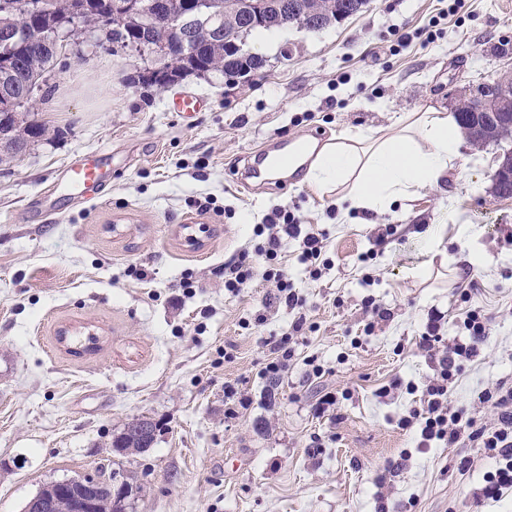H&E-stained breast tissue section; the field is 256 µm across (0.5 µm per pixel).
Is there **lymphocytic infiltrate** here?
I'll return each instance as SVG.
<instances>
[{"label":"lymphocytic infiltrate","mask_w":512,"mask_h":512,"mask_svg":"<svg viewBox=\"0 0 512 512\" xmlns=\"http://www.w3.org/2000/svg\"><path fill=\"white\" fill-rule=\"evenodd\" d=\"M256 234L260 241L253 252L242 253L237 260L225 265V289L236 292L249 286L255 275V261L260 258L266 264L265 279L276 283V301L293 310L303 309L306 301L285 278L278 266V256L284 240L301 239L300 259L311 275H318L325 265L324 233L302 234L295 215L289 210L278 209L268 216L266 224L258 227ZM489 323V317L479 310L467 311L463 324L470 333L469 343L443 352L438 361L437 377L426 386L419 405L411 407L399 425L404 429L417 427L425 444L440 441L454 446L464 437L475 442L485 455L497 462L495 471L485 476L483 488L486 498L495 499L504 490L512 488V386L501 383L483 394V402L489 403L497 416L496 424L489 428H475L473 420L466 418L463 410L452 409L448 402V386L461 368V359L476 355L478 344L488 334Z\"/></svg>","instance_id":"lymphocytic-infiltrate-1"}]
</instances>
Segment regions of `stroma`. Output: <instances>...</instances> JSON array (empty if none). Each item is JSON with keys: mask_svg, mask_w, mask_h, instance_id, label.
I'll list each match as a JSON object with an SVG mask.
<instances>
[{"mask_svg": "<svg viewBox=\"0 0 512 512\" xmlns=\"http://www.w3.org/2000/svg\"><path fill=\"white\" fill-rule=\"evenodd\" d=\"M447 7L369 0L322 30L282 31L261 74L190 75L165 91L140 84L136 53L99 48V32L58 54L33 106L52 137L0 164V512H24L51 482L114 473L136 490L132 512H512V489L481 495L494 466L481 449L424 446L398 425L436 373L418 348L430 314L446 347L467 342L468 310L492 319L449 386L453 408L492 424L482 393L512 385V197L493 192L512 141H461L438 185L382 213L341 217L335 194L304 179L240 180L270 139L378 137L402 114L451 112L469 86L512 68V52H498L512 44V0ZM395 28L437 39L400 44ZM181 94L206 110L171 111ZM82 154L107 158L112 185L80 203L61 178ZM208 197L215 208L200 209ZM278 206L327 235L316 278L300 240L282 246L300 312L272 302L274 283L231 293L219 273ZM63 329L99 344L75 355ZM284 337L293 357L274 378L269 344ZM142 417L161 427L152 448L117 454L113 437Z\"/></svg>", "mask_w": 512, "mask_h": 512, "instance_id": "stroma-1", "label": "stroma"}]
</instances>
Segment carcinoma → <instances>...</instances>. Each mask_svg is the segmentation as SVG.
I'll use <instances>...</instances> for the list:
<instances>
[{"label": "carcinoma", "instance_id": "1", "mask_svg": "<svg viewBox=\"0 0 512 512\" xmlns=\"http://www.w3.org/2000/svg\"><path fill=\"white\" fill-rule=\"evenodd\" d=\"M13 13L8 28L14 32L12 42L16 50L8 57L0 58V69L11 72L7 81H0V90L6 88L15 101L16 112H0V163L23 153L35 142L48 136L50 130L42 122L30 118L25 111V96L41 91L47 75L54 69L56 51L42 43L37 34L55 28L56 19L76 17L78 23L103 33L106 42L121 44L130 50L148 53L156 45L158 31L147 19V6L163 0H141L140 11L134 14L115 12L111 0H59L58 15H39L33 9L34 0H11ZM367 0H288V13L278 15L268 10V22L264 25H250L249 19L240 15L224 14V0H209L205 10L198 11L193 0H182V4L170 14L162 9L161 19L178 25L186 19L201 28L208 24L212 15H224V32L221 39L245 40L248 36L262 31L288 29L298 25L326 27L343 20L344 13L362 11ZM187 59L170 57L168 67L179 70L184 61L196 58L208 65V72L224 77H238L258 73L265 63L255 60L243 52L240 59L229 61L224 51L212 44L198 41L187 50ZM454 117L471 142L480 139L483 144L498 143L512 138V109L489 113L470 100H461L454 109ZM503 170L495 182L494 193L500 197L512 196V157H501ZM152 446L151 431L139 427V420L127 423L112 440V448L126 453L130 448Z\"/></svg>", "mask_w": 512, "mask_h": 512}]
</instances>
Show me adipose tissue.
<instances>
[{
    "instance_id": "adipose-tissue-1",
    "label": "adipose tissue",
    "mask_w": 512,
    "mask_h": 512,
    "mask_svg": "<svg viewBox=\"0 0 512 512\" xmlns=\"http://www.w3.org/2000/svg\"><path fill=\"white\" fill-rule=\"evenodd\" d=\"M395 133L365 143L361 134L324 147L307 179L320 193H335L341 212H381L419 189L437 185L458 156L453 117L430 109L397 119Z\"/></svg>"
}]
</instances>
